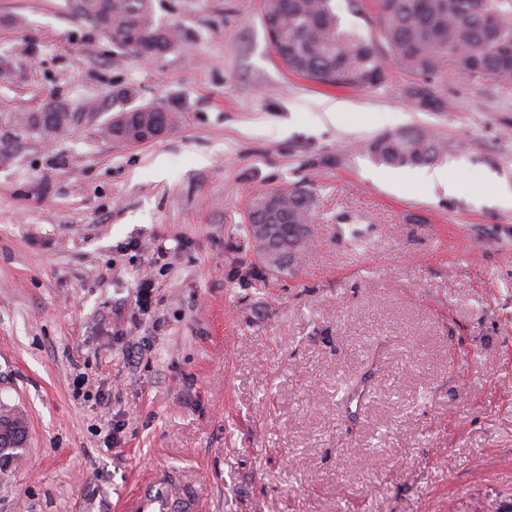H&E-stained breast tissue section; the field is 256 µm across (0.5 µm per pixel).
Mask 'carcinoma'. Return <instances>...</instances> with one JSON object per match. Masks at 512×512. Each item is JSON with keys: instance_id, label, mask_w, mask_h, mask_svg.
<instances>
[{"instance_id": "obj_1", "label": "carcinoma", "mask_w": 512, "mask_h": 512, "mask_svg": "<svg viewBox=\"0 0 512 512\" xmlns=\"http://www.w3.org/2000/svg\"><path fill=\"white\" fill-rule=\"evenodd\" d=\"M391 60L424 79L437 77L447 65L467 76L512 81V0H374ZM76 11L121 44L133 43L152 58L178 46L184 33L156 17L153 0H76ZM262 17L275 28L272 44L288 71L330 88L379 85L376 47L342 28L334 0H263ZM456 54L448 57V49ZM25 134L42 139L69 128L68 112L49 108L13 117ZM162 133L175 116L155 106L119 105L100 128L109 140L137 141L145 125ZM450 146L430 133L382 135L368 146L375 162L390 167L430 165ZM277 206L265 210L267 195L250 211L254 224H276L275 243L288 241L312 223L313 198L295 190L277 191Z\"/></svg>"}]
</instances>
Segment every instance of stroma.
Returning a JSON list of instances; mask_svg holds the SVG:
<instances>
[{
    "instance_id": "35a3bbf8",
    "label": "stroma",
    "mask_w": 512,
    "mask_h": 512,
    "mask_svg": "<svg viewBox=\"0 0 512 512\" xmlns=\"http://www.w3.org/2000/svg\"><path fill=\"white\" fill-rule=\"evenodd\" d=\"M71 4L0 0V402L27 419L0 512H114L158 470L198 512H512V81L413 104L355 0L374 88L289 72L262 0H154L185 39L152 60ZM120 89L175 127L102 138ZM46 106L80 117L50 147L12 123ZM410 132L451 144L454 195L367 150ZM295 188L309 245L263 270L249 206Z\"/></svg>"
}]
</instances>
